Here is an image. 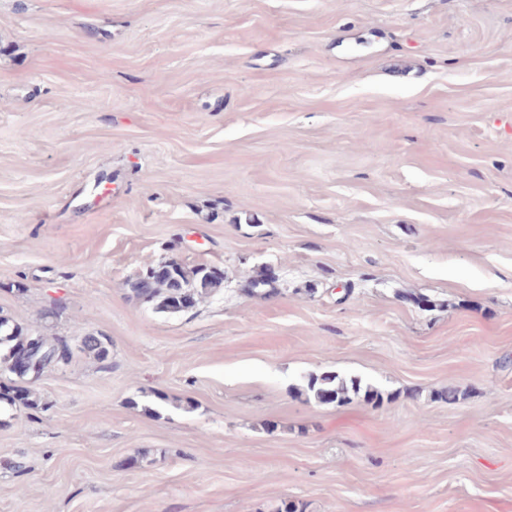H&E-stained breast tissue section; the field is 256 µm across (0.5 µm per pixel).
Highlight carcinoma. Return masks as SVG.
Listing matches in <instances>:
<instances>
[{
	"label": "carcinoma",
	"mask_w": 512,
	"mask_h": 512,
	"mask_svg": "<svg viewBox=\"0 0 512 512\" xmlns=\"http://www.w3.org/2000/svg\"><path fill=\"white\" fill-rule=\"evenodd\" d=\"M172 271L156 274L147 284L140 281L131 282V291L149 301H158V308L171 313H185L195 307L201 298L221 286L224 274L210 271L205 265L189 267L182 262L170 259ZM6 346V353L0 356V369L5 368L14 375L12 382L24 392L23 405L33 404L29 384L32 376H40L49 365L59 366L69 361L70 353L60 346L57 340H50L41 335H34L22 327L0 318V346ZM80 350L96 356L101 361L109 357V340L107 337L85 333L81 336ZM28 357L36 370L27 373L18 371V362ZM306 390L319 402L343 404L351 396L363 394L368 401L381 402L382 394L370 385H362L358 379L349 381L333 374L311 375L308 377Z\"/></svg>",
	"instance_id": "carcinoma-1"
}]
</instances>
